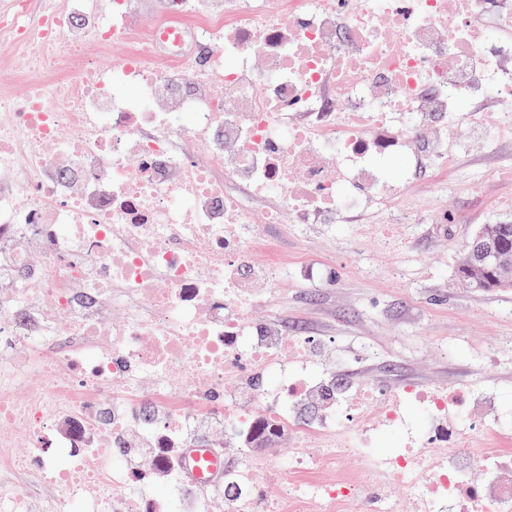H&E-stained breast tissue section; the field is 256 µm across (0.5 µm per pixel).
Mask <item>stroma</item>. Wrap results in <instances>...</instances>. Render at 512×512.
<instances>
[{
    "label": "stroma",
    "mask_w": 512,
    "mask_h": 512,
    "mask_svg": "<svg viewBox=\"0 0 512 512\" xmlns=\"http://www.w3.org/2000/svg\"><path fill=\"white\" fill-rule=\"evenodd\" d=\"M447 136L455 161L412 177L415 209L398 239L380 236L372 217L264 225L322 276L289 270L254 317L306 331L325 371L353 382L490 388L504 399L500 426L512 433V288L479 291L457 271L481 225L512 222V138L461 125Z\"/></svg>",
    "instance_id": "obj_1"
}]
</instances>
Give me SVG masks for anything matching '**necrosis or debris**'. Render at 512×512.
<instances>
[{
  "instance_id": "1",
  "label": "necrosis or debris",
  "mask_w": 512,
  "mask_h": 512,
  "mask_svg": "<svg viewBox=\"0 0 512 512\" xmlns=\"http://www.w3.org/2000/svg\"><path fill=\"white\" fill-rule=\"evenodd\" d=\"M166 3L137 22L135 0H0V41L32 70L14 95L0 68V512H37L18 488L36 461L47 512H512L497 394L384 400L252 317L258 284L299 263L260 224L393 230L410 214L394 164L449 162L447 140L420 148L426 123L512 129V0ZM61 320L72 341L52 353ZM260 420L304 453L260 479L185 477L204 429ZM380 429L399 448L375 453ZM351 452L362 467L339 471Z\"/></svg>"
}]
</instances>
